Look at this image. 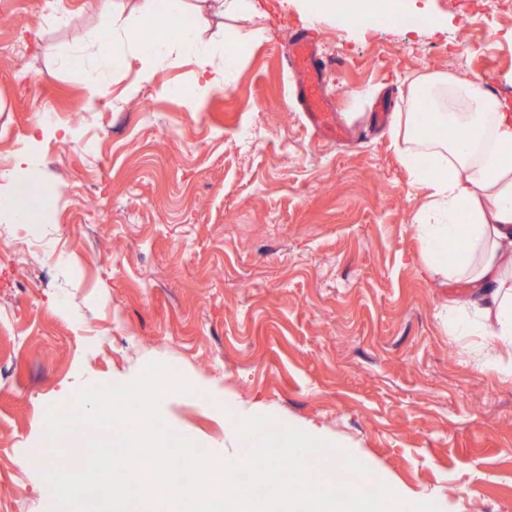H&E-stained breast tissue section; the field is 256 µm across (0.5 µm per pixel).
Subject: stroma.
<instances>
[{"mask_svg": "<svg viewBox=\"0 0 512 512\" xmlns=\"http://www.w3.org/2000/svg\"><path fill=\"white\" fill-rule=\"evenodd\" d=\"M440 31L360 33L308 21L294 0L256 15L202 12L205 39L238 49L234 83L204 102L192 60L113 71L95 110L83 59L58 48L109 33L90 0H0V162L53 188L48 211L12 224L0 255V512H59L26 467L62 391L125 382L151 361L195 394L163 403L169 428L241 455L240 412L314 426L369 478L439 512H512V382L477 361L443 318L463 284L422 271L411 218L426 191L400 164L387 124L410 73L477 81L512 106V12L492 0H402ZM347 139L331 141L295 99L286 58L304 25ZM71 149L39 130L46 113ZM26 164H18L19 151ZM40 234L42 246L27 243Z\"/></svg>", "mask_w": 512, "mask_h": 512, "instance_id": "obj_1", "label": "stroma"}]
</instances>
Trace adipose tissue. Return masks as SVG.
I'll use <instances>...</instances> for the list:
<instances>
[{"label": "adipose tissue", "mask_w": 512, "mask_h": 512, "mask_svg": "<svg viewBox=\"0 0 512 512\" xmlns=\"http://www.w3.org/2000/svg\"><path fill=\"white\" fill-rule=\"evenodd\" d=\"M97 6L111 18L112 30L98 40L82 73L86 108L97 104L113 68L136 55L143 32L153 40L140 82L152 80L158 61L188 58L198 70L199 98L233 84L236 55L225 54L223 64H216V47L197 27L167 37L170 22L189 14V0H142L130 10L122 0H97ZM423 107L452 137L418 135ZM390 133L401 165L428 191L412 219L426 256L424 270L466 289L447 306L458 315L455 333L476 337L480 347L496 353L497 370L512 377V108L474 80L420 75L410 81L406 111L393 113ZM450 246L455 259H439V251Z\"/></svg>", "instance_id": "1"}]
</instances>
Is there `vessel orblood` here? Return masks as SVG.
<instances>
[{
	"mask_svg": "<svg viewBox=\"0 0 512 512\" xmlns=\"http://www.w3.org/2000/svg\"><path fill=\"white\" fill-rule=\"evenodd\" d=\"M289 61L302 76L297 93L308 120L316 127L329 128L331 122L326 110V87L320 78L326 65L317 57L312 40L307 33L298 32L293 35Z\"/></svg>",
	"mask_w": 512,
	"mask_h": 512,
	"instance_id": "vessel-or-blood-1",
	"label": "vessel or blood"
}]
</instances>
